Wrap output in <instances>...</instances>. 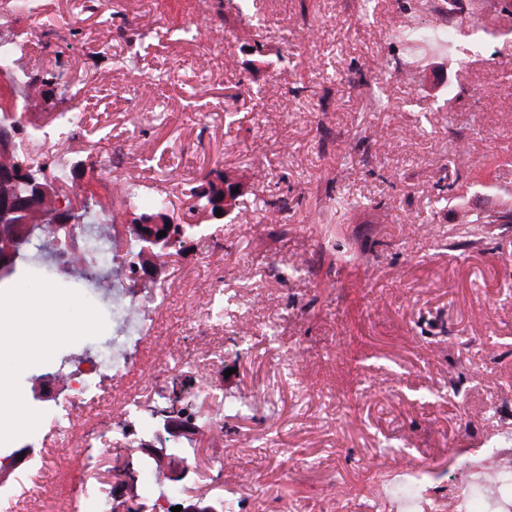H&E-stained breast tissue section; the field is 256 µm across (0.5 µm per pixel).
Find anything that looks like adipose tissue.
Segmentation results:
<instances>
[{
	"instance_id": "adipose-tissue-1",
	"label": "adipose tissue",
	"mask_w": 512,
	"mask_h": 512,
	"mask_svg": "<svg viewBox=\"0 0 512 512\" xmlns=\"http://www.w3.org/2000/svg\"><path fill=\"white\" fill-rule=\"evenodd\" d=\"M66 308V302L59 298L55 289H42L33 298L19 292L14 298L0 299V327H9L14 335L24 336L51 322L59 330L71 333L76 331L78 325L68 320Z\"/></svg>"
}]
</instances>
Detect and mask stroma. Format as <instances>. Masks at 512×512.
<instances>
[{
	"label": "stroma",
	"instance_id": "obj_1",
	"mask_svg": "<svg viewBox=\"0 0 512 512\" xmlns=\"http://www.w3.org/2000/svg\"><path fill=\"white\" fill-rule=\"evenodd\" d=\"M99 2L87 13L42 0L31 15L0 0V39L22 46L17 74L62 72L54 102L81 106L73 131L58 111L29 112L28 156L44 162L57 144L77 187L111 156L142 194L168 192L181 223L193 219L187 186L214 162L245 192L238 217L208 223L154 283L129 282L166 295L126 385L139 406L117 414L107 381L68 421L46 419L51 491L17 512H74L77 489L119 483L141 457L134 425L171 390L151 365L161 349L192 385L198 457L171 506L218 495L224 512H449L455 477L512 449V224L481 221L512 210L505 0H463L447 24L425 0H250L247 14L239 0ZM444 24L448 49L397 38ZM218 275L223 309L209 291ZM93 316L70 335L0 332V372L41 399L33 368L80 354L107 324ZM86 422L102 438L72 455Z\"/></svg>",
	"mask_w": 512,
	"mask_h": 512
}]
</instances>
